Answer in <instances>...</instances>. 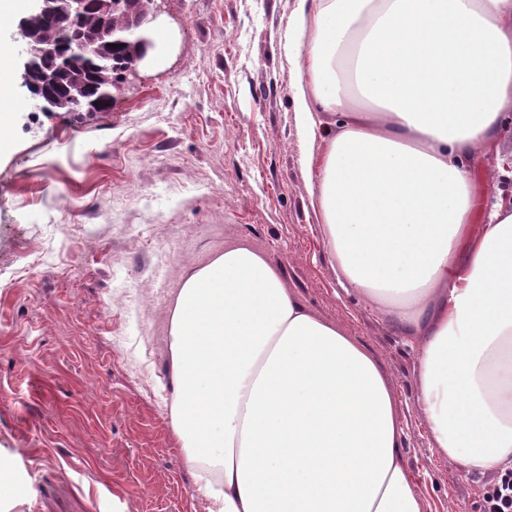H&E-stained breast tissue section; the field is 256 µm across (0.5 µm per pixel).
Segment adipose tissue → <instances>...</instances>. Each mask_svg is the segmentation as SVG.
Segmentation results:
<instances>
[{
  "instance_id": "ef3b65f1",
  "label": "adipose tissue",
  "mask_w": 512,
  "mask_h": 512,
  "mask_svg": "<svg viewBox=\"0 0 512 512\" xmlns=\"http://www.w3.org/2000/svg\"><path fill=\"white\" fill-rule=\"evenodd\" d=\"M288 42L315 200L341 287L418 348L449 464L512 466V205L487 222L468 160L512 119V0H299ZM169 413L205 512H422L388 379L244 243L169 317Z\"/></svg>"
}]
</instances>
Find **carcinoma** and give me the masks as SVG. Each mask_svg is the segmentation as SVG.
I'll use <instances>...</instances> for the list:
<instances>
[{
	"mask_svg": "<svg viewBox=\"0 0 512 512\" xmlns=\"http://www.w3.org/2000/svg\"><path fill=\"white\" fill-rule=\"evenodd\" d=\"M52 14L71 23L95 45L92 55L64 52L61 28L38 13L19 25L32 62L29 85L51 97L54 112H109L120 94L122 74L131 68L139 45L130 35L131 18L153 12L156 0H89L74 14L73 0H49Z\"/></svg>",
	"mask_w": 512,
	"mask_h": 512,
	"instance_id": "carcinoma-1",
	"label": "carcinoma"
}]
</instances>
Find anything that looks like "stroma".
I'll return each instance as SVG.
<instances>
[{"label": "stroma", "instance_id": "1", "mask_svg": "<svg viewBox=\"0 0 512 512\" xmlns=\"http://www.w3.org/2000/svg\"><path fill=\"white\" fill-rule=\"evenodd\" d=\"M140 80L111 111L42 112L14 85L0 145V512H204L169 399V306L246 242L380 363L424 512H480L487 477L449 465L416 398L415 344L339 285L312 204L287 49L298 0H158ZM512 129L469 162L484 223L512 201ZM164 258L162 279L148 278Z\"/></svg>", "mask_w": 512, "mask_h": 512}]
</instances>
